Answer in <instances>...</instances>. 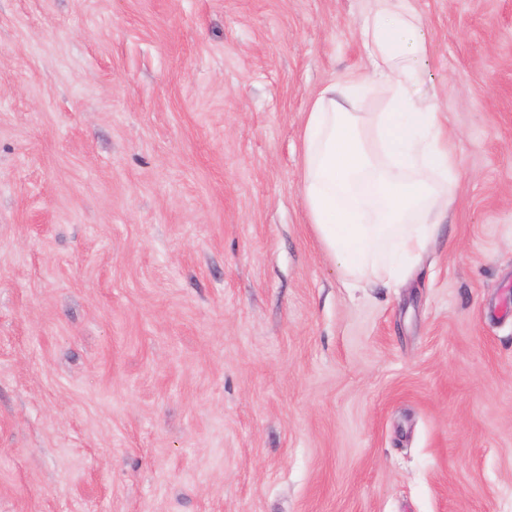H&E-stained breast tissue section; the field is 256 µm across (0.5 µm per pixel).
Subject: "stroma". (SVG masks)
<instances>
[{
	"label": "stroma",
	"mask_w": 512,
	"mask_h": 512,
	"mask_svg": "<svg viewBox=\"0 0 512 512\" xmlns=\"http://www.w3.org/2000/svg\"><path fill=\"white\" fill-rule=\"evenodd\" d=\"M456 202L398 283L307 224L366 0H0V512H512V0H418Z\"/></svg>",
	"instance_id": "obj_1"
}]
</instances>
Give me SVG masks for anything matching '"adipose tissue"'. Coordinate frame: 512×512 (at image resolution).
I'll list each match as a JSON object with an SVG mask.
<instances>
[{"label": "adipose tissue", "instance_id": "ef3b65f1", "mask_svg": "<svg viewBox=\"0 0 512 512\" xmlns=\"http://www.w3.org/2000/svg\"><path fill=\"white\" fill-rule=\"evenodd\" d=\"M365 65L323 88L301 129L307 218L359 288L395 281L428 246L454 203L455 157L421 67L428 55L418 0H369L360 21ZM386 92L371 128L340 102Z\"/></svg>", "mask_w": 512, "mask_h": 512}]
</instances>
